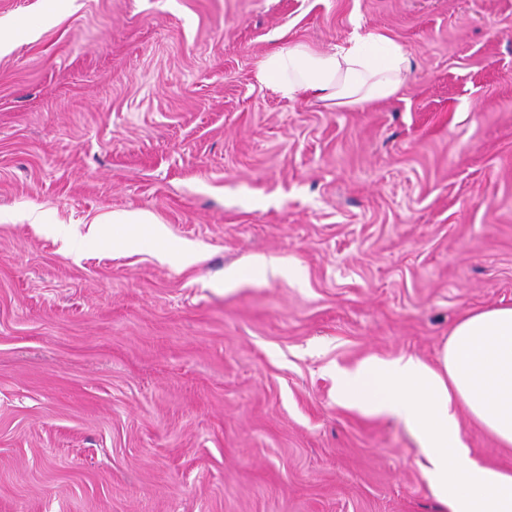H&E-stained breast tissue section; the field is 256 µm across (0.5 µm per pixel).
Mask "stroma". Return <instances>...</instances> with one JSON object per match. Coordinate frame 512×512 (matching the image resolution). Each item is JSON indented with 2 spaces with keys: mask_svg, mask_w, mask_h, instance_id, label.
I'll list each match as a JSON object with an SVG mask.
<instances>
[{
  "mask_svg": "<svg viewBox=\"0 0 512 512\" xmlns=\"http://www.w3.org/2000/svg\"><path fill=\"white\" fill-rule=\"evenodd\" d=\"M25 19L0 55V512H442L336 373L435 362L462 313L512 305V0H0ZM367 32L412 59L391 100L256 79ZM113 211L155 222L89 235ZM259 257L281 274L225 288Z\"/></svg>",
  "mask_w": 512,
  "mask_h": 512,
  "instance_id": "35a3bbf8",
  "label": "stroma"
}]
</instances>
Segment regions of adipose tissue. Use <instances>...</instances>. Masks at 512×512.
Instances as JSON below:
<instances>
[{
    "label": "adipose tissue",
    "mask_w": 512,
    "mask_h": 512,
    "mask_svg": "<svg viewBox=\"0 0 512 512\" xmlns=\"http://www.w3.org/2000/svg\"><path fill=\"white\" fill-rule=\"evenodd\" d=\"M412 62L395 40L375 32L315 50L301 43L274 49L258 80L291 99L336 107L392 98ZM336 397L372 415L399 419L419 445V465L447 512H512V472L473 458L460 414L503 447H512V306L466 311L437 365L414 356L368 357L336 375Z\"/></svg>",
    "instance_id": "adipose-tissue-1"
}]
</instances>
